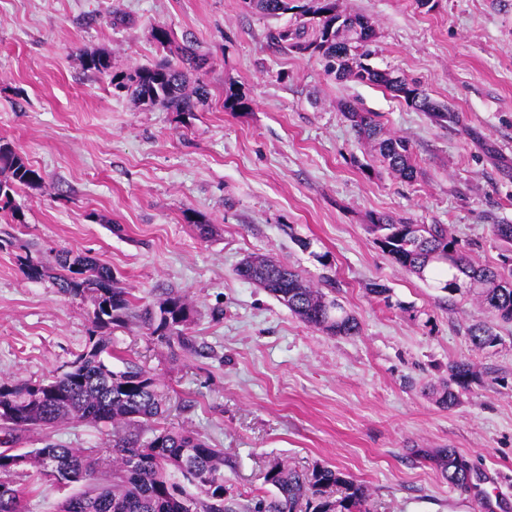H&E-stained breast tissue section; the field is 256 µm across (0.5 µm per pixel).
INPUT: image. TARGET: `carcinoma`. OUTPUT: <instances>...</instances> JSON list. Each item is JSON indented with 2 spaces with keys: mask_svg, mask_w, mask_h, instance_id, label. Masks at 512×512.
I'll return each instance as SVG.
<instances>
[{
  "mask_svg": "<svg viewBox=\"0 0 512 512\" xmlns=\"http://www.w3.org/2000/svg\"><path fill=\"white\" fill-rule=\"evenodd\" d=\"M246 7L270 18L289 12L297 23L276 29L271 38L278 45L317 56L325 70L338 80L357 81L381 87L407 105L432 118L452 122L454 111L434 112V103L418 84L405 77L389 79L390 72L366 63L368 42L373 36L371 18L340 9L338 0H244ZM153 39L169 50L174 59L143 65L126 74L112 72L104 52H89L85 67L110 77L114 88L130 93L140 105H160L191 115L209 105L210 91L200 74L209 57L190 37L177 43L165 27L153 30ZM250 108L246 94L231 84L224 89V111ZM346 117L358 137L372 143L379 162L398 178L412 181L418 169L410 143L387 135L372 112L345 107ZM44 180L40 169L29 164L13 143L0 140V209L11 211L14 195L22 188H37ZM369 232L391 260L436 287L456 294L454 282H471L466 291L498 320L512 322V257L499 267L474 264L459 248L458 240L442 224H413L404 218L374 214ZM26 276L52 280L58 292L72 297L89 295L90 320L99 338L71 363L70 369L47 381L0 382V427L8 433L33 428H54L71 420L105 428L112 456V480L92 482L99 465L91 448H70L48 442L42 448L20 455L0 451V473L35 468L41 483L74 487L59 512H370L367 490L329 466L310 470L285 463L270 466L264 483L272 490L265 495H233L224 485V449L184 430L162 423L158 379L140 364L127 361L124 369L112 370L107 331L114 326L136 323L151 336L192 346L188 335L193 310L188 296L170 291L157 304L138 305L120 286L112 269L87 253L63 250L53 262L43 263L29 249L17 255ZM238 275L257 284L310 327L331 335L358 336L361 323L335 299L309 284L295 270L268 256L251 255L237 268ZM477 349L492 347L499 336L494 323L469 328ZM473 367L462 361L448 365L438 401L445 408L456 404L458 392L469 387ZM448 483L469 488L471 466L452 448H439L428 455ZM0 512H26L24 492L9 480H0Z\"/></svg>",
  "mask_w": 512,
  "mask_h": 512,
  "instance_id": "obj_1",
  "label": "carcinoma"
}]
</instances>
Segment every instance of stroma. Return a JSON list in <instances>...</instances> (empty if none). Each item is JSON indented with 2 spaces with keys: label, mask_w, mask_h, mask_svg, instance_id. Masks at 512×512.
Returning a JSON list of instances; mask_svg holds the SVG:
<instances>
[{
  "label": "stroma",
  "mask_w": 512,
  "mask_h": 512,
  "mask_svg": "<svg viewBox=\"0 0 512 512\" xmlns=\"http://www.w3.org/2000/svg\"><path fill=\"white\" fill-rule=\"evenodd\" d=\"M373 18V66L416 81L456 121L440 122L383 88L328 75L318 58L280 48L277 22L243 0H0V139L42 170L0 214V379L38 384L90 346L87 297L18 269L20 246L53 260L90 253L132 298L186 293L189 350L132 326L113 329V369L132 360L157 378L166 421L222 448L231 492H265L283 462L334 467L362 484L372 512H472L491 489L512 496V325L495 347L468 330L490 315L394 264L370 215L445 224L473 261L498 266L495 223L512 224V0H340ZM120 12L128 25L111 24ZM163 26L207 52L209 109L188 116L134 103L81 55L116 72L162 57ZM250 108L224 109V87ZM376 113L407 138L420 170L404 182L382 167L342 105ZM200 219L213 227L196 233ZM251 254L296 268L360 320L358 336L309 327L240 279ZM385 285L389 302L370 294ZM476 372L453 408L434 394L452 361ZM52 441L100 448L71 422L16 433L27 452ZM453 448L472 484H448L428 451Z\"/></svg>",
  "instance_id": "obj_1"
}]
</instances>
